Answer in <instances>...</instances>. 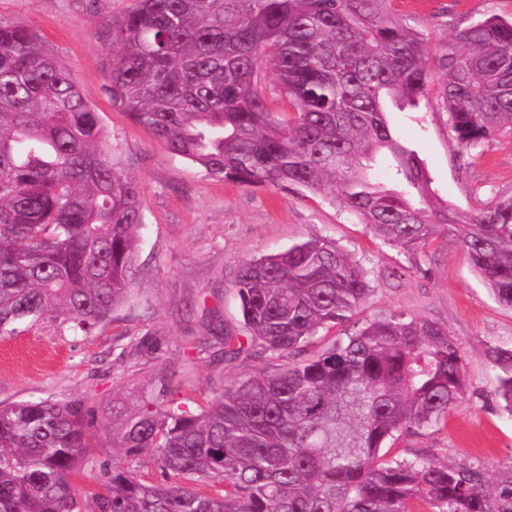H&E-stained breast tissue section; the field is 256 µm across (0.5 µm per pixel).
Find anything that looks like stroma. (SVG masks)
<instances>
[{
	"instance_id": "35a3bbf8",
	"label": "stroma",
	"mask_w": 512,
	"mask_h": 512,
	"mask_svg": "<svg viewBox=\"0 0 512 512\" xmlns=\"http://www.w3.org/2000/svg\"><path fill=\"white\" fill-rule=\"evenodd\" d=\"M136 0H0V23L25 22L74 72L87 101L112 139L113 156L143 189L144 223L137 242L134 289L111 320L91 333L46 317L0 336V401H79L90 410L91 453L80 483L102 489L99 463L113 456L105 421L117 396L135 398L172 376V397L195 409L235 381L280 371L288 357L246 345L222 358L207 323L246 336L236 279L248 260L296 242L336 240L365 269L371 292L353 320L320 330L299 359H310L355 324L404 315L445 326L457 342L467 383L462 404L438 426L405 432L388 456H424L457 466H482L490 484L512 478V414L493 398L497 368L490 348L512 347V309L500 305L472 270L458 244L437 241L415 256L375 238L331 198L291 187H246L219 179L171 154L113 107L107 73L118 52L102 24L123 16ZM408 24L432 45L490 14L512 16V0H393ZM445 113L391 112L393 136L415 149L431 188L453 207L476 213L512 196V136L470 150L460 168Z\"/></svg>"
}]
</instances>
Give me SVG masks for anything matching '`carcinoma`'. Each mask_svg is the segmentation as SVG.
I'll list each match as a JSON object with an SVG mask.
<instances>
[{
	"label": "carcinoma",
	"instance_id": "1",
	"mask_svg": "<svg viewBox=\"0 0 512 512\" xmlns=\"http://www.w3.org/2000/svg\"><path fill=\"white\" fill-rule=\"evenodd\" d=\"M391 0H138L109 20L112 105L215 177L332 195L414 255L459 244L512 308V197L468 214L438 199L387 106L435 101L457 145L512 135V18L489 15L431 46ZM278 100L285 111L274 110ZM394 160L388 182L373 177ZM140 184L64 61L27 23H0V335L43 317L89 333L130 297ZM237 294L249 340L290 356L357 311L365 272L315 238L247 261ZM495 402L512 413V349L494 347ZM465 395L459 347L438 323L391 315L312 359L234 383L194 412L144 398L112 410L105 492L81 402L0 404V512H512V480L423 456L385 460L404 431ZM161 480L141 470L144 458Z\"/></svg>",
	"mask_w": 512,
	"mask_h": 512
}]
</instances>
